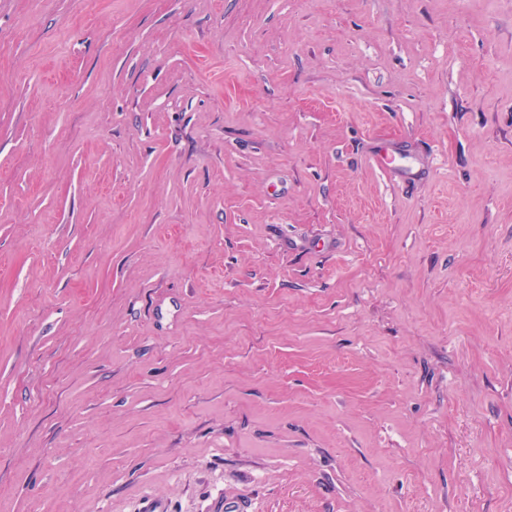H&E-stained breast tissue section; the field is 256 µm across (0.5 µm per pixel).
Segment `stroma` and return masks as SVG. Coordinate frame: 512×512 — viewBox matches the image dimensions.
I'll list each match as a JSON object with an SVG mask.
<instances>
[{"label":"stroma","mask_w":512,"mask_h":512,"mask_svg":"<svg viewBox=\"0 0 512 512\" xmlns=\"http://www.w3.org/2000/svg\"><path fill=\"white\" fill-rule=\"evenodd\" d=\"M512 512V0H0V512Z\"/></svg>","instance_id":"1"}]
</instances>
